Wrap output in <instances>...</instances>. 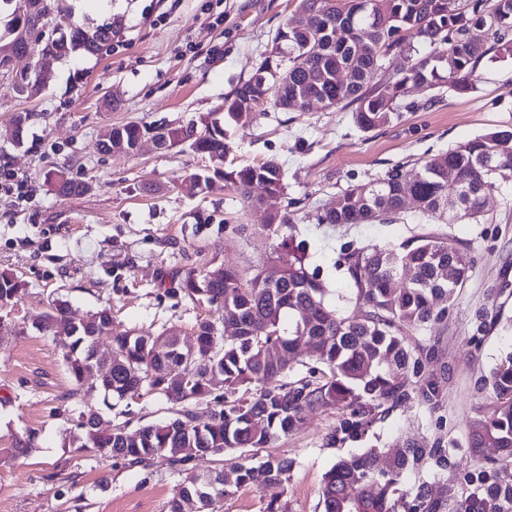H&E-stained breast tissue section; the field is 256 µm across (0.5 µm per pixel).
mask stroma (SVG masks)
<instances>
[{"label":"stroma","mask_w":512,"mask_h":512,"mask_svg":"<svg viewBox=\"0 0 512 512\" xmlns=\"http://www.w3.org/2000/svg\"><path fill=\"white\" fill-rule=\"evenodd\" d=\"M299 0H112L121 32L102 56L76 55L53 64L50 85L30 99L15 97L0 79V271L21 288L0 311V512H167L180 478L163 459L129 468L72 447L73 417L103 405L100 392L76 391L52 337L32 322L51 301H66L74 319L103 306L117 330L178 329L191 338L197 320L215 311L175 287L181 276L212 262L258 266L287 258L262 232L265 211L288 213L292 237L310 272L330 294L347 292L344 257L367 244L400 245L422 235L450 236L473 260L447 322L419 335L430 349L427 372L439 406L418 399L376 419L365 434L330 442L340 413L319 409L293 434L249 452L251 462L285 455L296 464L288 482L244 486L223 512H320L322 476L337 459L368 448L404 443L463 444L487 399L477 380L512 349V180L486 200L480 223L414 221L389 224L319 223L344 189L399 168L417 171L433 155L489 131H512V59H484L475 87L459 93L410 88L402 116L370 132L351 108L307 111L268 107L252 124L229 132L230 157L241 166L276 159L286 189L265 211L242 203L213 179L203 193L179 189L208 159L182 145H145L134 155L100 152L107 128L199 123L222 112L224 97L248 79L272 47ZM35 113L23 135L11 117ZM88 186L56 196V171ZM23 178V193L4 189L7 175ZM171 403L152 394L115 406L111 418L129 431L170 416ZM38 434L37 450L15 457L14 440Z\"/></svg>","instance_id":"35a3bbf8"}]
</instances>
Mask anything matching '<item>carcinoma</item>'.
<instances>
[{"label":"carcinoma","instance_id":"1","mask_svg":"<svg viewBox=\"0 0 512 512\" xmlns=\"http://www.w3.org/2000/svg\"><path fill=\"white\" fill-rule=\"evenodd\" d=\"M45 2L68 20L55 25L32 51L63 59L76 53L99 56L112 42V24L81 28L70 23L69 0H0L11 6V19L0 29V54L24 41L27 4ZM299 0L307 15L303 28L280 27L272 50L254 73L224 96V119L167 125L157 139L165 149L190 142L192 151L209 159L212 173H192L181 183L191 196L214 177L224 179L248 205H261L259 187L269 194L285 190L283 171L274 160L237 167L227 161L226 127H245L268 104L285 111L305 110L317 99L325 108L353 107L356 125L368 132L401 116L409 85L450 87L459 93L474 88L475 72L492 52L512 56V0ZM486 34L484 46L470 42L468 29ZM403 55L408 65L393 73L384 53ZM266 100H261V97ZM147 128L135 122L108 129L100 150L131 154ZM494 167L512 169V134L488 132L425 160L420 171L394 170L382 178L351 186L337 196L338 205L318 217L321 224H386L405 213L407 198L418 202V218L448 223V172L456 176L462 200L459 218L479 222L486 197L502 179ZM55 195H79L87 186L58 171L48 176ZM291 223L271 213L262 228L270 236ZM350 295L336 303L309 272L304 253L293 252L286 264L241 269L224 262L193 269L179 282V292L193 302L216 307L221 316L196 323L191 344H177L178 333L129 329L114 331L112 313L99 308L80 320L59 301L35 321L36 328L57 341L76 384L94 373L104 398L118 402L137 389L149 391L181 409L159 424L130 433L121 424L95 413L84 420L73 444L127 467H145L166 459L182 477L168 512H184L193 500L199 512H222L224 499L239 488L288 481L295 460L274 456L252 465H236L235 482L196 495L205 475L191 463L226 450L262 448L301 428L313 409L334 407L341 413L336 434L359 435L383 412L401 406L416 394L431 410L438 406L437 385L424 372L426 357L413 336L448 320L458 291L469 278L471 259L456 239L420 236L395 247L366 245L346 254ZM21 288L16 278L0 272V305L13 302ZM289 320L283 327V320ZM111 338L100 354L95 342ZM304 348L319 365L312 379H289L297 351ZM222 386L216 388L212 379ZM488 405L472 423L467 445L430 447L407 443L389 451L385 467L376 465L378 449L337 461L322 479V512H512V351L502 356L479 381ZM215 403L210 420L197 422L190 405ZM476 458L470 468L455 472L460 451ZM428 470L444 477L438 489L427 481L403 488L409 471Z\"/></svg>","mask_w":512,"mask_h":512}]
</instances>
